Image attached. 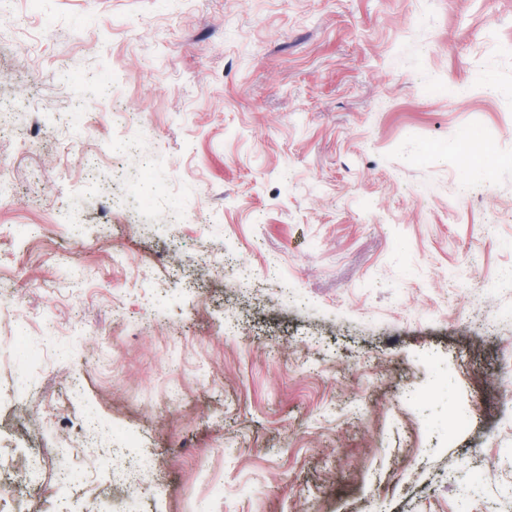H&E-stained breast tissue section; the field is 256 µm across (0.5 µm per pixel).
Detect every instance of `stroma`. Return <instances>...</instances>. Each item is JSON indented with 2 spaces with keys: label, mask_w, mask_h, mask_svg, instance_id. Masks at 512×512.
<instances>
[{
  "label": "stroma",
  "mask_w": 512,
  "mask_h": 512,
  "mask_svg": "<svg viewBox=\"0 0 512 512\" xmlns=\"http://www.w3.org/2000/svg\"><path fill=\"white\" fill-rule=\"evenodd\" d=\"M0 127L16 512H512V0H0Z\"/></svg>",
  "instance_id": "1"
}]
</instances>
